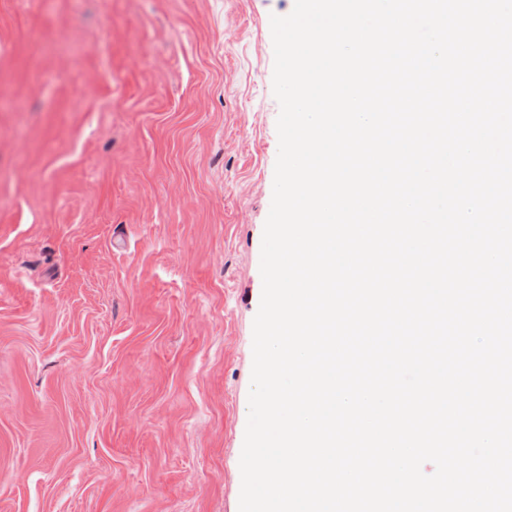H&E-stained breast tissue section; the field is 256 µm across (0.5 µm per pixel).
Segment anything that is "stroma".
<instances>
[{"instance_id":"obj_1","label":"stroma","mask_w":512,"mask_h":512,"mask_svg":"<svg viewBox=\"0 0 512 512\" xmlns=\"http://www.w3.org/2000/svg\"><path fill=\"white\" fill-rule=\"evenodd\" d=\"M289 12L0 0V512H239Z\"/></svg>"}]
</instances>
